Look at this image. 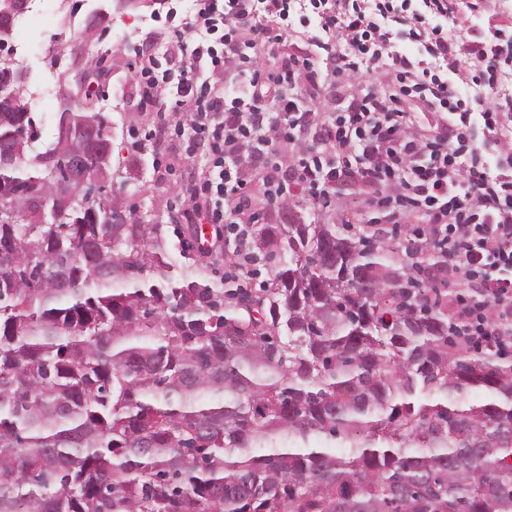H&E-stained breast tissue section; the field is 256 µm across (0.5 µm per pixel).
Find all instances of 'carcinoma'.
<instances>
[{"instance_id": "1", "label": "carcinoma", "mask_w": 512, "mask_h": 512, "mask_svg": "<svg viewBox=\"0 0 512 512\" xmlns=\"http://www.w3.org/2000/svg\"><path fill=\"white\" fill-rule=\"evenodd\" d=\"M22 69L0 67V512H512V359L450 335L448 289L282 216L251 225L259 291L184 271L124 199L57 204L72 159L19 111Z\"/></svg>"}]
</instances>
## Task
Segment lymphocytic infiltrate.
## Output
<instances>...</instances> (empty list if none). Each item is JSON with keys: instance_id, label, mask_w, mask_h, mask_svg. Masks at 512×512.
I'll use <instances>...</instances> for the list:
<instances>
[{"instance_id": "obj_1", "label": "lymphocytic infiltrate", "mask_w": 512, "mask_h": 512, "mask_svg": "<svg viewBox=\"0 0 512 512\" xmlns=\"http://www.w3.org/2000/svg\"><path fill=\"white\" fill-rule=\"evenodd\" d=\"M318 20L309 41L317 59L285 53L276 70L265 58L284 41L291 13ZM448 0H200L192 17L171 23L163 69L154 35L136 46L140 100L155 112L147 142L172 143L197 175L182 185L188 206L178 224L206 221L236 244L224 280L251 272L249 229L290 199L291 183L324 208L337 184L368 187L364 200L393 233H406L401 261L425 282L462 292L448 319L465 339L512 354V165L490 167L503 151L501 130L512 98L498 86L512 69V33L500 30L467 52L439 17ZM414 43L417 55L399 49ZM475 92L461 98L449 77ZM341 91L345 106L322 120L303 105V81ZM439 113L415 129L406 114Z\"/></svg>"}]
</instances>
